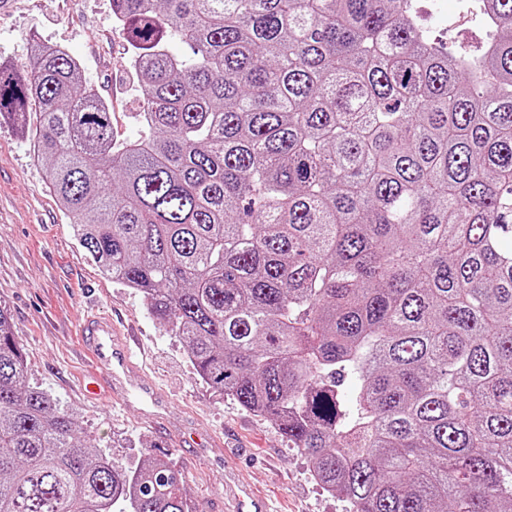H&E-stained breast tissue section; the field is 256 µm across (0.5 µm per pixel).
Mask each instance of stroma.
Segmentation results:
<instances>
[{
  "label": "stroma",
  "instance_id": "stroma-1",
  "mask_svg": "<svg viewBox=\"0 0 512 512\" xmlns=\"http://www.w3.org/2000/svg\"><path fill=\"white\" fill-rule=\"evenodd\" d=\"M34 38L60 44L80 60L83 82L111 101L118 138L143 136L136 119L141 94L127 42L114 27L111 0H10L0 11V62L28 72ZM0 304L26 354L31 383L75 411L87 441L119 468H137L146 451L164 448L184 475L193 512H222L224 460L230 456L279 512H346V502L316 483L309 458L292 448L272 421L219 398L197 380L184 345L150 315L141 295L100 273L46 189L30 139L5 121L0 122ZM93 308L136 326L139 380L163 390L168 408L108 386L99 400L85 398L81 381L90 368L78 326Z\"/></svg>",
  "mask_w": 512,
  "mask_h": 512
}]
</instances>
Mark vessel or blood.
<instances>
[{
  "instance_id": "1",
  "label": "vessel or blood",
  "mask_w": 512,
  "mask_h": 512,
  "mask_svg": "<svg viewBox=\"0 0 512 512\" xmlns=\"http://www.w3.org/2000/svg\"><path fill=\"white\" fill-rule=\"evenodd\" d=\"M79 336L91 370L103 373L111 384L131 382L137 367L138 335L131 326L119 325L111 315L93 312L84 318ZM224 496V512H277L273 504L242 478Z\"/></svg>"
}]
</instances>
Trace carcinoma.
<instances>
[{
	"instance_id": "carcinoma-1",
	"label": "carcinoma",
	"mask_w": 512,
	"mask_h": 512,
	"mask_svg": "<svg viewBox=\"0 0 512 512\" xmlns=\"http://www.w3.org/2000/svg\"><path fill=\"white\" fill-rule=\"evenodd\" d=\"M463 5L456 56L413 0H112L134 141L67 51L0 65L86 255L349 512H512V0ZM116 508L188 512L177 463L87 446L0 306V512ZM418 6L420 7V9L430 12L431 15L427 18V21L424 23L429 29L432 38L442 39L444 42L448 43V49L450 50L449 52L457 54L465 50L469 51L468 49H473L470 48L469 46L473 42L474 35H479L481 33V30L484 27L483 25L480 26L479 24L474 22L456 25L451 24L448 25L447 31V28L445 29L443 27H436V25L434 24L432 18L433 6L430 2L420 1L418 3ZM464 42H467L465 47H463Z\"/></svg>"
}]
</instances>
